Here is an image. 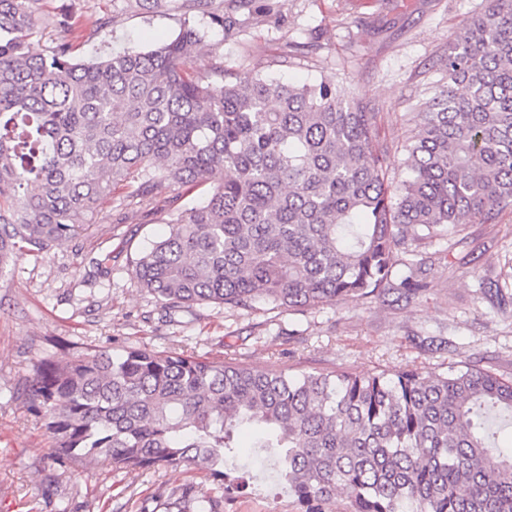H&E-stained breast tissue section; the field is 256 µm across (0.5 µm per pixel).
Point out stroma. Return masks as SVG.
<instances>
[{"label": "stroma", "instance_id": "stroma-1", "mask_svg": "<svg viewBox=\"0 0 512 512\" xmlns=\"http://www.w3.org/2000/svg\"><path fill=\"white\" fill-rule=\"evenodd\" d=\"M239 38L207 28V44L191 60L207 74L216 66L290 80L317 78L343 84L375 112L376 136L387 145L388 179L404 177L400 145L405 120L448 46L451 33L485 0H257ZM80 15L82 56L145 48L178 32L182 0H44L40 20L61 10ZM48 27L42 45L60 39ZM169 192L157 209L130 201L126 186L104 204L108 218L79 239L41 257L16 260L0 274V512H130L134 500L159 486L204 470L161 469L134 476L106 465L50 468L51 438L27 413L17 390L36 361L75 360L90 347L176 350L234 360L258 370H346L394 373L416 369L442 374L465 361L512 380V208L493 224H466L442 240L423 244L418 274L426 288L409 298L386 291L366 302L339 301L308 312L257 304L244 311L198 306L162 318L142 290L133 261L162 235ZM111 254L109 271L96 261ZM502 300L490 299L494 284ZM224 512H297L286 492L258 477L252 493L224 498Z\"/></svg>", "mask_w": 512, "mask_h": 512}]
</instances>
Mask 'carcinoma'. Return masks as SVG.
Instances as JSON below:
<instances>
[{"mask_svg": "<svg viewBox=\"0 0 512 512\" xmlns=\"http://www.w3.org/2000/svg\"><path fill=\"white\" fill-rule=\"evenodd\" d=\"M43 0H0V274L103 219L112 186L150 205L209 185L168 213L167 234L135 275L169 314L195 305L316 310L338 300L416 295L419 247L512 207V0H490L448 40L441 78L412 113L406 176L392 186L375 115L326 81L284 82L219 65L190 71L207 17L236 38L255 0H183V23L148 50L84 61L79 21L35 47ZM409 275L392 281L399 256ZM19 399L52 438V466L130 474L208 470L161 487L135 512H224L253 469L240 435L298 512H512V382L467 363L416 370L290 375L236 361L101 347L39 360Z\"/></svg>", "mask_w": 512, "mask_h": 512, "instance_id": "obj_1", "label": "carcinoma"}]
</instances>
